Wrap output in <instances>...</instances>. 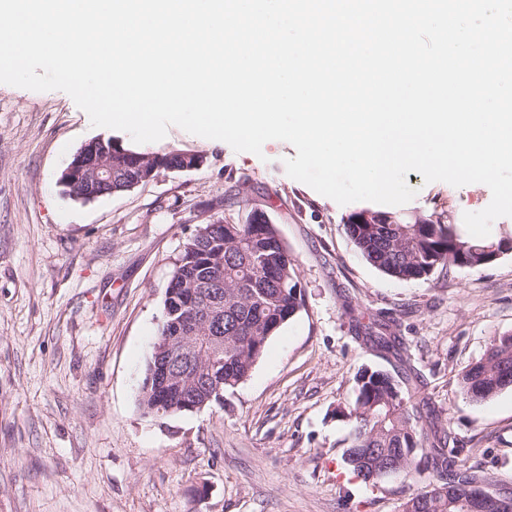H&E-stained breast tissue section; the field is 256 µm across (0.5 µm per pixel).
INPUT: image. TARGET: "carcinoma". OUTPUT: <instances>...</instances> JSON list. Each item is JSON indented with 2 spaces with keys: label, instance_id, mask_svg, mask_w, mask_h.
<instances>
[{
  "label": "carcinoma",
  "instance_id": "1",
  "mask_svg": "<svg viewBox=\"0 0 512 512\" xmlns=\"http://www.w3.org/2000/svg\"><path fill=\"white\" fill-rule=\"evenodd\" d=\"M127 156L113 157L110 189L127 190L131 172ZM372 223L361 224L363 212L350 215L345 230L361 256L373 267L398 280L427 279L440 268H482L492 265L479 250L495 246L512 250V235L475 238L464 232L458 218L443 209L427 215L369 211ZM214 274L224 281V354L213 360L198 354L186 381L190 397L206 406L224 404V394L243 382L261 358L268 340L304 303L298 266L274 224L209 222L198 225L174 263L168 290L179 295ZM352 314L357 335L384 356H399L398 337L388 326ZM177 329L162 316L146 371L165 350ZM143 379L140 406L157 418L185 413L178 400H159ZM409 378L384 369H366L356 378L357 395L345 413L351 422V443L344 459L364 481L378 483L397 474L412 492L402 512H466L484 476L459 459L460 449L447 447L446 428L429 402L413 401ZM461 392L483 401L512 387V334L496 336L486 357L462 370Z\"/></svg>",
  "mask_w": 512,
  "mask_h": 512
}]
</instances>
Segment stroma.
<instances>
[{
  "label": "stroma",
  "mask_w": 512,
  "mask_h": 512,
  "mask_svg": "<svg viewBox=\"0 0 512 512\" xmlns=\"http://www.w3.org/2000/svg\"><path fill=\"white\" fill-rule=\"evenodd\" d=\"M92 126L70 95L0 83V512H401L402 477L363 481L345 463L342 411L355 377L383 360L353 334L348 307L385 318L488 489L512 494V388L475 402L458 373L512 333V252L491 266L401 281L368 264L344 222L366 209L290 178L289 143L261 154L172 126L145 152L197 151L203 167L162 172L83 201L62 171ZM409 211L478 212L473 183H424ZM267 214L298 263L305 303L224 403L168 418L138 395L172 265L198 224Z\"/></svg>",
  "instance_id": "35a3bbf8"
}]
</instances>
